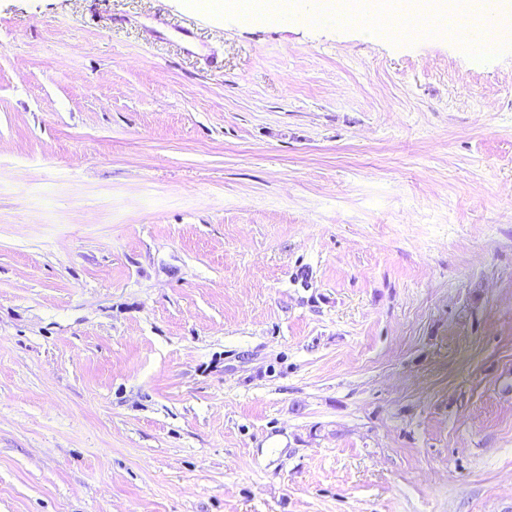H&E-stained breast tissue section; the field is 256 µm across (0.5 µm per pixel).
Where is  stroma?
I'll return each instance as SVG.
<instances>
[{"label": "stroma", "instance_id": "stroma-1", "mask_svg": "<svg viewBox=\"0 0 512 512\" xmlns=\"http://www.w3.org/2000/svg\"><path fill=\"white\" fill-rule=\"evenodd\" d=\"M0 512H512V46L0 0Z\"/></svg>", "mask_w": 512, "mask_h": 512}]
</instances>
